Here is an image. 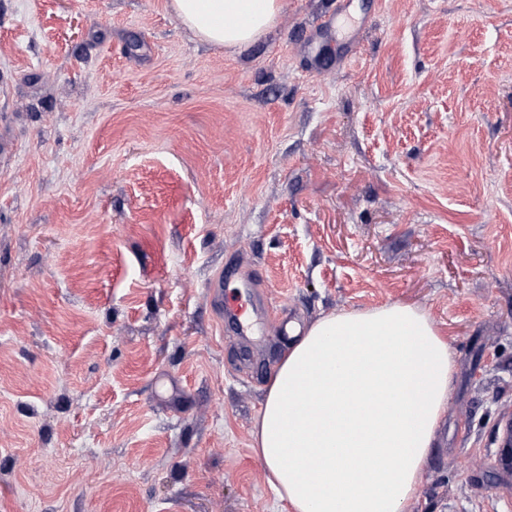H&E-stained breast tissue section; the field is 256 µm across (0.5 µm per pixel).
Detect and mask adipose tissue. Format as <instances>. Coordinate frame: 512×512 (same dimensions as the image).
<instances>
[{
  "instance_id": "1",
  "label": "adipose tissue",
  "mask_w": 512,
  "mask_h": 512,
  "mask_svg": "<svg viewBox=\"0 0 512 512\" xmlns=\"http://www.w3.org/2000/svg\"><path fill=\"white\" fill-rule=\"evenodd\" d=\"M205 42L240 48L272 28L283 0H171ZM454 358L410 304L329 314L296 337L252 431L288 512H405L432 448Z\"/></svg>"
}]
</instances>
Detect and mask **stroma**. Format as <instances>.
Masks as SVG:
<instances>
[{
	"mask_svg": "<svg viewBox=\"0 0 512 512\" xmlns=\"http://www.w3.org/2000/svg\"><path fill=\"white\" fill-rule=\"evenodd\" d=\"M0 0V512H277L252 431L301 326L407 303L456 368L405 512H512V0ZM257 268L238 356L209 284ZM170 6L197 37L232 49L253 43L283 11L282 0H171Z\"/></svg>",
	"mask_w": 512,
	"mask_h": 512,
	"instance_id": "stroma-1",
	"label": "stroma"
}]
</instances>
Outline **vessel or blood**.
I'll return each instance as SVG.
<instances>
[{
  "label": "vessel or blood",
  "instance_id": "obj_1",
  "mask_svg": "<svg viewBox=\"0 0 512 512\" xmlns=\"http://www.w3.org/2000/svg\"><path fill=\"white\" fill-rule=\"evenodd\" d=\"M260 280L257 272L231 261L209 284L212 302L224 318L225 332L238 337L246 357L253 351L249 335L256 321L272 310L268 292L257 287Z\"/></svg>",
  "mask_w": 512,
  "mask_h": 512
}]
</instances>
